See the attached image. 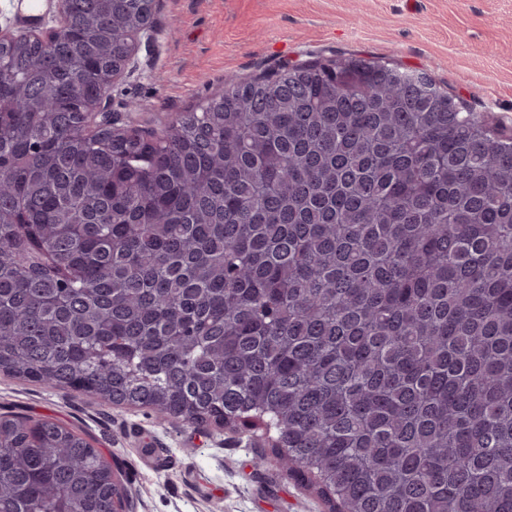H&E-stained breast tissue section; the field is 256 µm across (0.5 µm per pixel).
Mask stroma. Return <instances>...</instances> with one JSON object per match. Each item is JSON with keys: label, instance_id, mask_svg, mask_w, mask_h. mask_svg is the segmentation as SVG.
Returning <instances> with one entry per match:
<instances>
[{"label": "stroma", "instance_id": "stroma-1", "mask_svg": "<svg viewBox=\"0 0 512 512\" xmlns=\"http://www.w3.org/2000/svg\"><path fill=\"white\" fill-rule=\"evenodd\" d=\"M57 0L29 23L0 0V29L55 25ZM142 69L117 81L121 122L162 129L221 94L224 79L260 76L277 61L336 52L384 57L431 77L495 132L512 134V0H158ZM58 422L112 463L134 512H328L267 442L239 430L161 421L72 389L0 373V415Z\"/></svg>", "mask_w": 512, "mask_h": 512}]
</instances>
